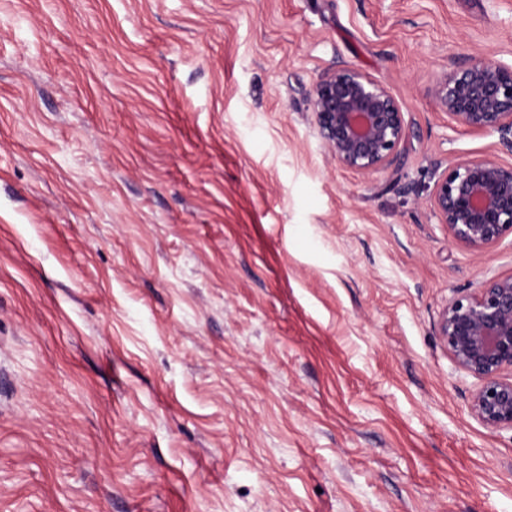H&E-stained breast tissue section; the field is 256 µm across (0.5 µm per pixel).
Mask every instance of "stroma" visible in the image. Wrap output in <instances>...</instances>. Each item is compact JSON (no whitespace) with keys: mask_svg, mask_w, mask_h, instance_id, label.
<instances>
[{"mask_svg":"<svg viewBox=\"0 0 512 512\" xmlns=\"http://www.w3.org/2000/svg\"><path fill=\"white\" fill-rule=\"evenodd\" d=\"M512 0H0V512H512V431L439 336L512 239L452 244L437 80ZM411 137L362 177L307 92ZM307 96L323 147L339 166L365 177L399 161L410 124L384 83L337 66Z\"/></svg>","mask_w":512,"mask_h":512,"instance_id":"obj_1","label":"stroma"}]
</instances>
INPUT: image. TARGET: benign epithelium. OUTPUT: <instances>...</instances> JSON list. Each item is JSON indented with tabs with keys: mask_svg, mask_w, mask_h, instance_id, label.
I'll return each mask as SVG.
<instances>
[{
	"mask_svg": "<svg viewBox=\"0 0 512 512\" xmlns=\"http://www.w3.org/2000/svg\"><path fill=\"white\" fill-rule=\"evenodd\" d=\"M433 96L453 125L496 133L512 153V64L475 59L437 81ZM308 101L323 147L339 166L365 177L399 161L410 124L381 81L338 66L318 79ZM429 206L453 244L489 251L512 236V163L494 155L456 160L434 182ZM439 336L456 367L479 381L473 417L489 429L512 430V274L450 299Z\"/></svg>",
	"mask_w": 512,
	"mask_h": 512,
	"instance_id": "benign-epithelium-1",
	"label": "benign epithelium"
}]
</instances>
